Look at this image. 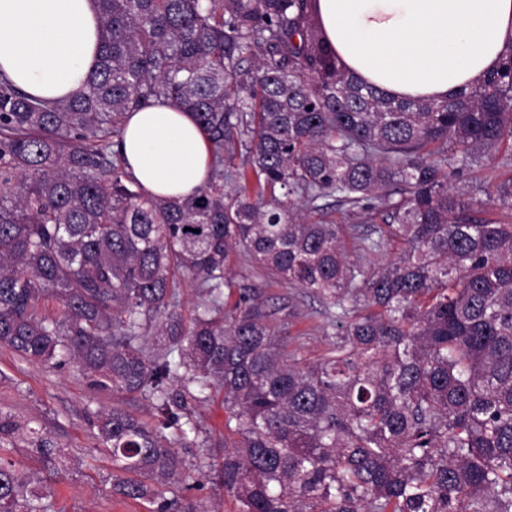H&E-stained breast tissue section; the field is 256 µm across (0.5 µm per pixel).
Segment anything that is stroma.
<instances>
[{
	"mask_svg": "<svg viewBox=\"0 0 512 512\" xmlns=\"http://www.w3.org/2000/svg\"><path fill=\"white\" fill-rule=\"evenodd\" d=\"M510 177L512 161L501 153L483 168L464 172L455 189L483 201L484 218L512 224V207L487 200L495 185ZM231 267L240 287L259 293L288 353L300 364L317 363L336 334L319 300L295 285L269 282L251 269L245 256H234ZM112 406L143 418L151 413L148 402H128L90 391L73 365L50 368L0 347V410L51 432L67 452V472L50 484L53 512H148L145 504L112 491V457L90 425L97 411ZM195 417L200 439L221 444L223 390L211 389Z\"/></svg>",
	"mask_w": 512,
	"mask_h": 512,
	"instance_id": "35a3bbf8",
	"label": "stroma"
}]
</instances>
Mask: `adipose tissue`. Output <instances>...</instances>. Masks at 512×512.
I'll return each mask as SVG.
<instances>
[{
    "instance_id": "ef3b65f1",
    "label": "adipose tissue",
    "mask_w": 512,
    "mask_h": 512,
    "mask_svg": "<svg viewBox=\"0 0 512 512\" xmlns=\"http://www.w3.org/2000/svg\"><path fill=\"white\" fill-rule=\"evenodd\" d=\"M347 70L407 99L443 100L480 84L512 44V0H320ZM95 0H0V71L27 95L77 93L101 50ZM120 148L146 194L187 197L206 180L208 148L169 103L130 110Z\"/></svg>"
}]
</instances>
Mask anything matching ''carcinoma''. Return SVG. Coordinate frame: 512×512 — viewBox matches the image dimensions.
Wrapping results in <instances>:
<instances>
[{
	"mask_svg": "<svg viewBox=\"0 0 512 512\" xmlns=\"http://www.w3.org/2000/svg\"><path fill=\"white\" fill-rule=\"evenodd\" d=\"M95 2L101 60L74 96L0 73V347L150 404L149 422L97 415L125 473L112 491L172 512L170 487H200L176 444L217 385L213 472L238 512H512V224L451 185L512 149V46L475 89L399 100L348 75L320 0ZM154 101L207 140L189 197L145 194L118 150L125 113ZM332 196L385 215L358 250L402 256L363 271L345 226L310 218ZM234 254L322 301L337 332L316 365L288 356L258 296L224 311ZM182 278L202 296L189 322ZM20 440L37 469L8 458ZM64 459L0 410V512H50L43 475Z\"/></svg>",
	"mask_w": 512,
	"mask_h": 512,
	"instance_id": "obj_1",
	"label": "carcinoma"
}]
</instances>
